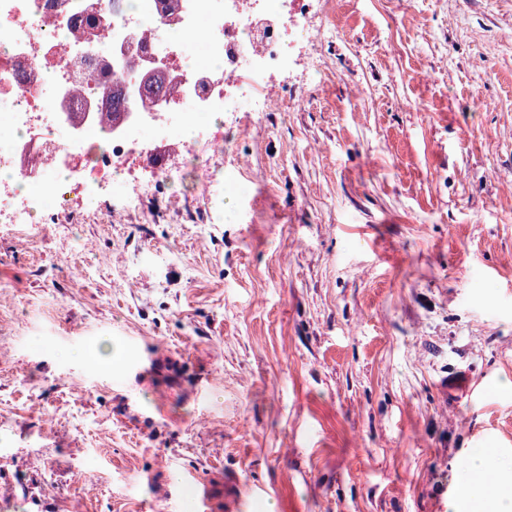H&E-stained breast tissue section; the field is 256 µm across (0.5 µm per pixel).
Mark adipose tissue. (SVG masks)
<instances>
[{
	"label": "adipose tissue",
	"mask_w": 512,
	"mask_h": 512,
	"mask_svg": "<svg viewBox=\"0 0 512 512\" xmlns=\"http://www.w3.org/2000/svg\"><path fill=\"white\" fill-rule=\"evenodd\" d=\"M489 456V450H473L457 482V498L466 503L469 512H484L489 500L494 503L493 512H512V488L494 486L487 477Z\"/></svg>",
	"instance_id": "1"
}]
</instances>
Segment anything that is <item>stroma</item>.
<instances>
[{"instance_id": "1", "label": "stroma", "mask_w": 512, "mask_h": 512, "mask_svg": "<svg viewBox=\"0 0 512 512\" xmlns=\"http://www.w3.org/2000/svg\"><path fill=\"white\" fill-rule=\"evenodd\" d=\"M330 2L286 111L224 120L247 168L201 152L238 193L0 224V512H448L477 448L512 481V0Z\"/></svg>"}]
</instances>
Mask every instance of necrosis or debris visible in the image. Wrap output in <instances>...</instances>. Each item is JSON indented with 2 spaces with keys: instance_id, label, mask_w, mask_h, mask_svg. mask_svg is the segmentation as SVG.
<instances>
[{
  "instance_id": "necrosis-or-debris-1",
  "label": "necrosis or debris",
  "mask_w": 512,
  "mask_h": 512,
  "mask_svg": "<svg viewBox=\"0 0 512 512\" xmlns=\"http://www.w3.org/2000/svg\"><path fill=\"white\" fill-rule=\"evenodd\" d=\"M81 0H0V222L86 211L101 192L193 177L225 192L201 147L232 152L224 115L282 112L271 81L300 42L328 30L321 0H118L86 21ZM169 92L145 102L147 69ZM118 86L126 108L106 120Z\"/></svg>"
}]
</instances>
